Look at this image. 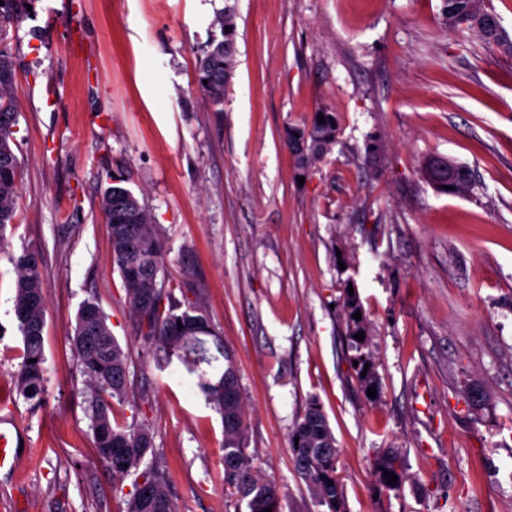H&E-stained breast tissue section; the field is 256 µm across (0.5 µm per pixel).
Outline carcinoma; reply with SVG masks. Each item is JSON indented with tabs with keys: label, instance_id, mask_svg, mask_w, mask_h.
<instances>
[{
	"label": "carcinoma",
	"instance_id": "1",
	"mask_svg": "<svg viewBox=\"0 0 512 512\" xmlns=\"http://www.w3.org/2000/svg\"><path fill=\"white\" fill-rule=\"evenodd\" d=\"M33 0H4L0 5V233L13 223L18 193V158L14 151L15 127L20 114L13 93L15 62L8 41L9 28L26 19L32 12L27 6ZM443 16L448 27L478 37L486 44L512 54V38L500 27L498 17L488 11L484 0H443ZM221 38H213L196 62V82L209 102L224 104V74L232 69L234 52L227 44L235 42L234 13L218 19ZM325 122H318V116ZM339 133V118L334 112L315 113L312 121L302 126H290L285 133L287 146L307 144L306 153L299 155L298 175H305L335 143ZM447 190L449 195L466 196L474 183L469 170L452 160ZM124 179L114 177L103 191L101 208L112 234L113 261L117 265L126 302L131 316L145 336L157 367L166 368L178 357L190 373H198L197 386L206 400L219 411L224 424V448L221 462L224 486L246 502L247 512H281L279 489L266 482L245 448L246 420L241 399L237 370L224 342L209 325L201 305L187 304L174 296L179 284L165 272L166 248L155 233L153 218L144 205L133 212L114 207V198L127 191ZM13 262L17 272L15 284V315L22 336L23 355L17 372L19 394L37 404L44 393V327L45 306L40 278L41 257L37 250L25 248ZM361 312V319L353 314ZM342 312L347 350L351 360L358 361L356 373L362 390L379 386L375 361L369 349L372 323L360 300L359 293H343ZM364 332L358 341L354 335ZM73 350L82 372L94 387L91 400L94 444L99 458L112 468V474L125 477L140 471L141 484L128 503L127 512H175L169 495L168 479L159 467L140 469L144 459L155 455L153 436L149 429L121 427L112 422L111 400L124 394L127 386L128 355L112 336L100 305L88 300L77 311ZM292 437L299 438L292 448L294 466L306 481L320 504L329 512H344V491L336 478L339 449L320 405L311 402L296 419ZM392 472L402 480V463L393 453L376 458L374 474L378 483L391 488L384 473Z\"/></svg>",
	"mask_w": 512,
	"mask_h": 512
}]
</instances>
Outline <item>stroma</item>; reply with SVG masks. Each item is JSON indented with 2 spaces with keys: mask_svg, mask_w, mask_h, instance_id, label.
<instances>
[{
  "mask_svg": "<svg viewBox=\"0 0 512 512\" xmlns=\"http://www.w3.org/2000/svg\"><path fill=\"white\" fill-rule=\"evenodd\" d=\"M443 0H35L9 38L21 113L15 219L0 235V404L29 440L0 512H127L133 477L96 456L74 356L97 301L129 356L112 416L147 425L177 512H245L224 486L222 418L181 361L159 369L126 305L100 208L123 176L154 218L179 300H200L238 370L246 448L282 512H326L295 470L294 422L318 400L347 512H512V54L448 29ZM233 10L222 111L196 58ZM337 113L298 182L287 126ZM379 144L369 154L370 144ZM432 156L473 194L437 192ZM42 256L45 395L17 393L16 272ZM353 282L379 391H360L339 306ZM487 400L472 407L468 392ZM396 451L405 479L379 486ZM444 159V157H431L429 158L423 169V175L427 183L431 184L437 191L446 193L449 195L466 196L472 193L474 183L472 181L469 170L460 164H457L453 160L448 159V169L452 170L453 175L448 186H453V190L441 191L437 188L434 182L435 166ZM380 467H383V470H380ZM384 472H393L397 476V483H395L394 486L388 484L387 477H384ZM374 474L376 480L382 487H386L388 489L397 487L403 476L401 460L397 455L390 452L382 454L376 458Z\"/></svg>",
  "mask_w": 512,
  "mask_h": 512,
  "instance_id": "obj_1",
  "label": "stroma"
}]
</instances>
